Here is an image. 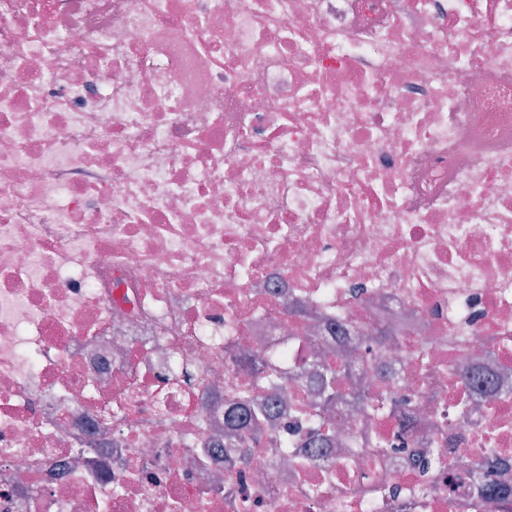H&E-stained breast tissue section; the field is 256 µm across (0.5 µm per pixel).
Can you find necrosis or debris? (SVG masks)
Masks as SVG:
<instances>
[{"mask_svg":"<svg viewBox=\"0 0 512 512\" xmlns=\"http://www.w3.org/2000/svg\"><path fill=\"white\" fill-rule=\"evenodd\" d=\"M369 503L512 512V0H0V512Z\"/></svg>","mask_w":512,"mask_h":512,"instance_id":"obj_1","label":"necrosis or debris"}]
</instances>
